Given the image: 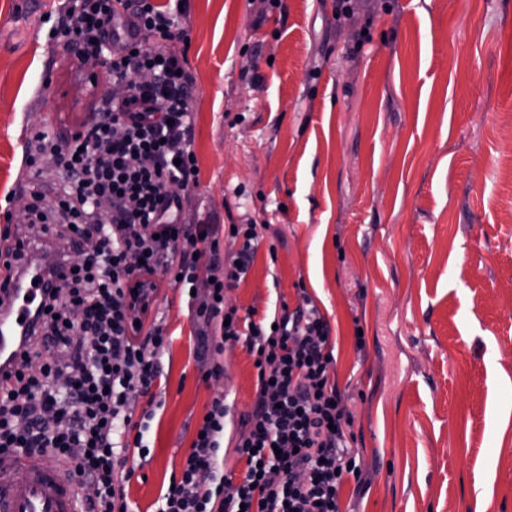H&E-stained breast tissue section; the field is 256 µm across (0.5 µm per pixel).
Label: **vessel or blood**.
<instances>
[{
  "label": "vessel or blood",
  "instance_id": "1",
  "mask_svg": "<svg viewBox=\"0 0 512 512\" xmlns=\"http://www.w3.org/2000/svg\"><path fill=\"white\" fill-rule=\"evenodd\" d=\"M112 48L122 50L141 36L133 18L112 19ZM51 264L29 259L0 302V376L12 372L25 337L36 327L35 310L46 289L57 286ZM0 512H82L81 490L69 464L53 453L19 450L0 459Z\"/></svg>",
  "mask_w": 512,
  "mask_h": 512
}]
</instances>
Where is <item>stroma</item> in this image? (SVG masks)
Instances as JSON below:
<instances>
[{
	"mask_svg": "<svg viewBox=\"0 0 512 512\" xmlns=\"http://www.w3.org/2000/svg\"><path fill=\"white\" fill-rule=\"evenodd\" d=\"M186 0L199 187L186 224L263 225L227 292L264 315L307 294L330 326L361 481L342 512H512V0ZM65 0H0V233L28 234L22 126L82 131L96 73L50 38ZM170 334L149 462L154 512L212 400L256 397L246 347L205 349L157 273ZM365 345L356 348L355 332ZM221 380H207L212 364Z\"/></svg>",
	"mask_w": 512,
	"mask_h": 512,
	"instance_id": "stroma-1",
	"label": "stroma"
}]
</instances>
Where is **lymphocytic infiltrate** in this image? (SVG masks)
<instances>
[{"label":"lymphocytic infiltrate","mask_w":512,"mask_h":512,"mask_svg":"<svg viewBox=\"0 0 512 512\" xmlns=\"http://www.w3.org/2000/svg\"><path fill=\"white\" fill-rule=\"evenodd\" d=\"M119 6L143 37L116 53L109 27ZM183 13L181 0H68L52 31L80 55L102 57L126 93L103 102L84 131L38 130L27 141L26 166L47 155L58 168L51 190L29 186L28 219L69 256L60 285L45 293L40 331L0 392V454L53 451L92 489L85 512H129L126 485L151 454L146 436L163 405L154 387L170 337L159 323L140 327L162 267L189 291L201 339L215 331L216 351L240 343L253 355L257 393L232 440L240 475L225 474L221 461L230 407L220 395L156 512H341L343 485L363 468L330 376L328 320L307 298L258 320L239 316L223 298L250 269L259 225H236L240 248L222 260L212 225L181 221L184 197L199 186L193 81L185 55L169 48L187 39ZM90 240L96 250L83 253ZM207 253L210 291L201 300L198 258ZM142 398L146 408L136 409Z\"/></svg>","instance_id":"f902f5d3"}]
</instances>
